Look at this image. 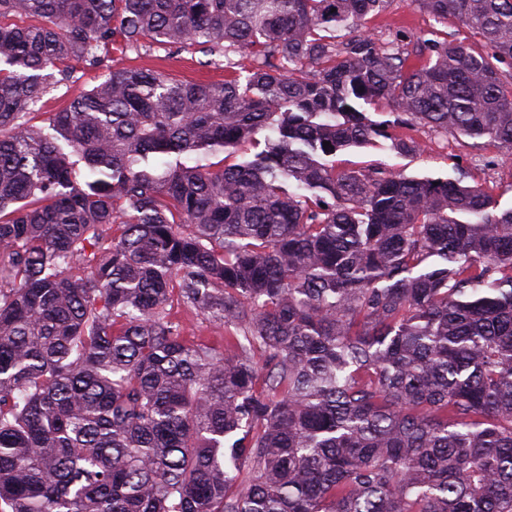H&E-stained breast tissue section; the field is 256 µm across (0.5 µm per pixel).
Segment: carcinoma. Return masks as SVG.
<instances>
[{
	"instance_id": "1",
	"label": "carcinoma",
	"mask_w": 512,
	"mask_h": 512,
	"mask_svg": "<svg viewBox=\"0 0 512 512\" xmlns=\"http://www.w3.org/2000/svg\"><path fill=\"white\" fill-rule=\"evenodd\" d=\"M390 2L0 0V512H512V207L336 165L512 152V0H411L485 47L416 61ZM148 39L224 82L113 65ZM104 71L78 67L68 80L60 83L57 89L42 96L36 106L37 112L40 113L35 115L34 122L38 125L43 124L42 122L49 117V112H58L63 109L73 96L93 86ZM172 316L186 326V336L191 340H200L212 344L224 343V326L209 323L196 316L193 312L179 304L177 297H173L171 306H168Z\"/></svg>"
}]
</instances>
